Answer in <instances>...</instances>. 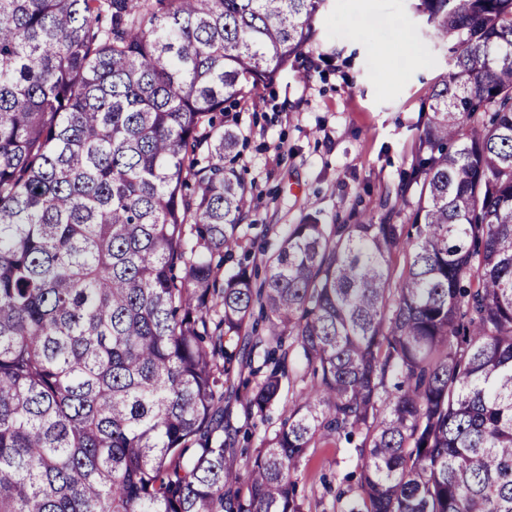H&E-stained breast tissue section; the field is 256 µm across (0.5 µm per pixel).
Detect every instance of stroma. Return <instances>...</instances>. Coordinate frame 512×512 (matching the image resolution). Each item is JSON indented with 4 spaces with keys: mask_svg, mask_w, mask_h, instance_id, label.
<instances>
[{
    "mask_svg": "<svg viewBox=\"0 0 512 512\" xmlns=\"http://www.w3.org/2000/svg\"><path fill=\"white\" fill-rule=\"evenodd\" d=\"M314 26L300 65L236 114V169L252 206L225 273L262 269L305 215L322 224H352L363 211L382 219L416 158L431 90L450 70L412 0H327ZM310 382L294 364L257 434L278 430ZM359 455L343 442L308 449L297 476L305 512H345Z\"/></svg>",
    "mask_w": 512,
    "mask_h": 512,
    "instance_id": "1",
    "label": "stroma"
}]
</instances>
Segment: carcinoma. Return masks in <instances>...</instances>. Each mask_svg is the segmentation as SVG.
<instances>
[{
  "instance_id": "obj_1",
  "label": "carcinoma",
  "mask_w": 512,
  "mask_h": 512,
  "mask_svg": "<svg viewBox=\"0 0 512 512\" xmlns=\"http://www.w3.org/2000/svg\"><path fill=\"white\" fill-rule=\"evenodd\" d=\"M325 0H0V512H304L306 452L361 444L349 512H512V0H417L453 40L396 206L289 226L219 278L251 196L239 99ZM268 322L247 416L313 376L240 470L224 340Z\"/></svg>"
}]
</instances>
